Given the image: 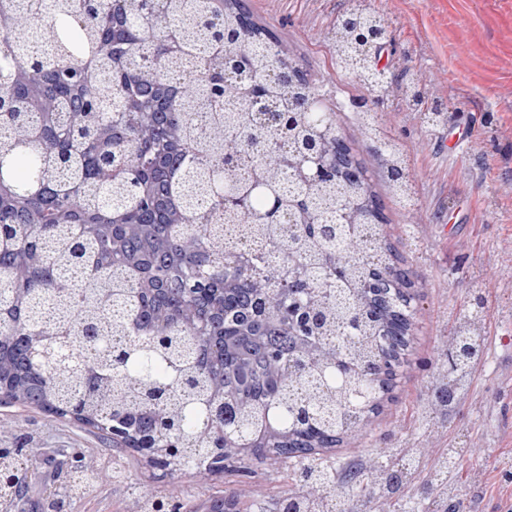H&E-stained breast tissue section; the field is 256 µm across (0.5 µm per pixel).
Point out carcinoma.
Instances as JSON below:
<instances>
[{
    "mask_svg": "<svg viewBox=\"0 0 512 512\" xmlns=\"http://www.w3.org/2000/svg\"><path fill=\"white\" fill-rule=\"evenodd\" d=\"M114 0H0V361L22 393L4 399L70 416L118 447L178 442L186 470L255 474L267 448L298 463L292 512H466L440 473L411 493L414 451L370 464L316 455L357 432L389 388L365 358L401 366L414 320L384 216L363 224L342 183L288 181L301 153L354 163L336 122L297 112L316 95L279 79L288 58L241 0H154L116 22ZM336 28L340 67L361 69L357 28L385 26L358 4ZM239 35L229 50L224 33ZM224 62V82L207 74ZM191 85L180 107L163 89ZM265 87L269 115L250 109ZM405 169L401 149L381 153ZM403 202L412 184L389 181ZM111 194L123 212L101 200ZM181 195L178 216L170 193ZM35 336L82 358L68 385L28 358ZM443 353L432 412L447 418L486 346L462 319ZM240 452L214 459L222 432ZM99 481L87 470L72 488Z\"/></svg>",
    "mask_w": 512,
    "mask_h": 512,
    "instance_id": "1",
    "label": "carcinoma"
}]
</instances>
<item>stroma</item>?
I'll list each match as a JSON object with an SVG mask.
<instances>
[{
	"label": "stroma",
	"mask_w": 512,
	"mask_h": 512,
	"mask_svg": "<svg viewBox=\"0 0 512 512\" xmlns=\"http://www.w3.org/2000/svg\"><path fill=\"white\" fill-rule=\"evenodd\" d=\"M245 3L332 112L366 170L387 219L383 232L413 283L417 314L406 362L379 410L332 456L364 462L400 440L421 448L426 473L445 449L464 445L472 453L445 472L449 488L469 496L468 478L476 476L480 493L470 512H512V0H365L389 24L373 63L398 92L380 103L363 77L337 64L328 43L352 0ZM415 78L424 81L419 108L405 92ZM365 108L405 156L412 204L388 191L376 148L361 133ZM435 109L455 116L461 152L443 151L438 136L447 125L425 123V113ZM475 314L482 317L488 356L446 422L427 426L433 366L459 319ZM0 448H20L38 460L15 512H40L46 492L60 482L64 451L74 449L101 468L102 478L72 512H137L141 495L160 485L200 512L213 495L234 486L227 474L206 480L193 473L160 475L79 422L17 403H0ZM258 471L234 486L235 512H257L295 484L293 471L280 463H261Z\"/></svg>",
	"instance_id": "stroma-1"
}]
</instances>
